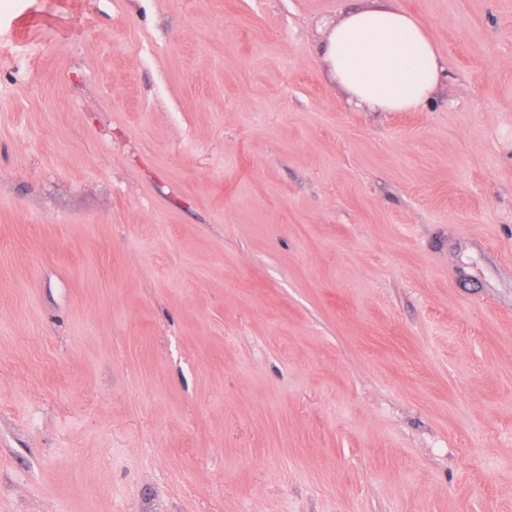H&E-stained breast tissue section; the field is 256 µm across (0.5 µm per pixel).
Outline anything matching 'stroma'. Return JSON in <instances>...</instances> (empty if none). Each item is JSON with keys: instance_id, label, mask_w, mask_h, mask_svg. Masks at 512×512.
I'll return each instance as SVG.
<instances>
[{"instance_id": "obj_1", "label": "stroma", "mask_w": 512, "mask_h": 512, "mask_svg": "<svg viewBox=\"0 0 512 512\" xmlns=\"http://www.w3.org/2000/svg\"><path fill=\"white\" fill-rule=\"evenodd\" d=\"M0 0V512H512V0ZM318 55L349 102L381 112L428 108L447 70L420 20L399 7L352 5Z\"/></svg>"}]
</instances>
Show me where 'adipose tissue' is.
Instances as JSON below:
<instances>
[{"label":"adipose tissue","instance_id":"ef3b65f1","mask_svg":"<svg viewBox=\"0 0 512 512\" xmlns=\"http://www.w3.org/2000/svg\"><path fill=\"white\" fill-rule=\"evenodd\" d=\"M318 54L349 102L381 112L428 108L447 70L420 20L398 7L352 5Z\"/></svg>","mask_w":512,"mask_h":512}]
</instances>
